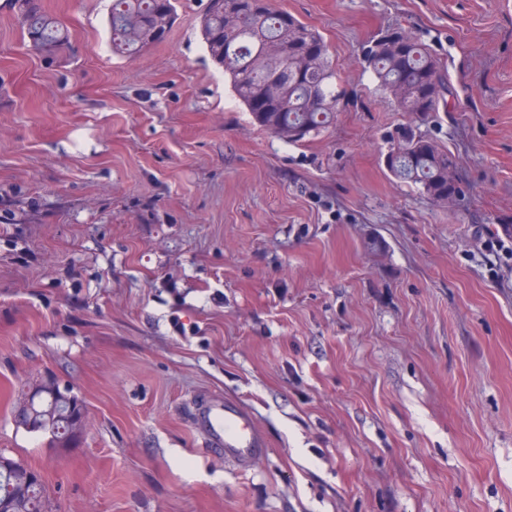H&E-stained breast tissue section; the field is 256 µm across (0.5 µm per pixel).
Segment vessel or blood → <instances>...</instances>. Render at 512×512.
Returning a JSON list of instances; mask_svg holds the SVG:
<instances>
[{"label": "vessel or blood", "mask_w": 512, "mask_h": 512, "mask_svg": "<svg viewBox=\"0 0 512 512\" xmlns=\"http://www.w3.org/2000/svg\"><path fill=\"white\" fill-rule=\"evenodd\" d=\"M202 418L207 426L211 447L223 449L225 457L240 468H251L266 452V442L253 416L232 401L206 407Z\"/></svg>", "instance_id": "1"}]
</instances>
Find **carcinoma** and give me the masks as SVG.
Instances as JSON below:
<instances>
[{"mask_svg":"<svg viewBox=\"0 0 512 512\" xmlns=\"http://www.w3.org/2000/svg\"><path fill=\"white\" fill-rule=\"evenodd\" d=\"M177 0H112L108 17L112 52L134 55L157 45L173 27ZM23 37L49 63H60L71 34L39 0H14ZM199 29L205 49L224 68L236 98L259 127L296 143L318 133L335 118L345 93L338 87L329 52L310 56L326 46L322 34L294 15L273 10L268 0H207ZM363 63L398 111L410 117L409 130L387 139L395 180L417 188L433 203L448 193V166L453 153L420 130V124L449 112L455 95L440 60L402 26L380 30L363 47ZM47 382L19 401L14 422L33 423L51 443L65 436L62 415L76 404L52 407ZM25 473L0 470V512H52L44 484L34 490Z\"/></svg>","mask_w":512,"mask_h":512,"instance_id":"1","label":"carcinoma"}]
</instances>
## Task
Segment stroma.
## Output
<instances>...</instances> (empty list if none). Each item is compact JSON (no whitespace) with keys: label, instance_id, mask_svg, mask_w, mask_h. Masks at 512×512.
Wrapping results in <instances>:
<instances>
[{"label":"stroma","instance_id":"obj_1","mask_svg":"<svg viewBox=\"0 0 512 512\" xmlns=\"http://www.w3.org/2000/svg\"><path fill=\"white\" fill-rule=\"evenodd\" d=\"M178 0L113 54L112 0H42L65 67L0 0V452L56 512H512V0H269L324 36L346 104L292 144L261 130ZM399 24L457 99L451 211L393 180L407 117L361 60ZM83 400L65 446L18 428L29 385ZM251 411L249 472L199 408Z\"/></svg>","mask_w":512,"mask_h":512}]
</instances>
